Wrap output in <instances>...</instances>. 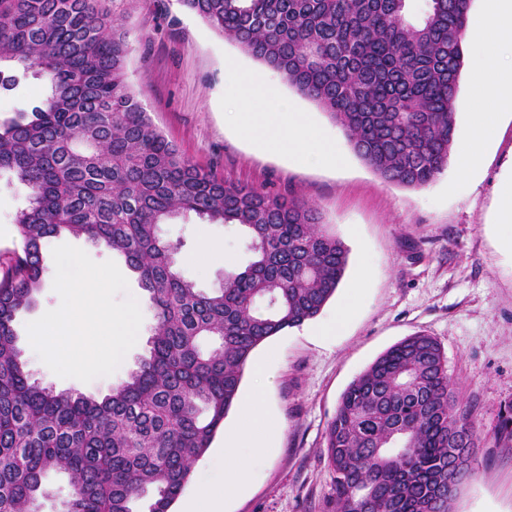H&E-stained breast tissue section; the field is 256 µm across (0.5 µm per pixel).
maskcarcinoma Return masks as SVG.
<instances>
[{
  "label": "carcinoma",
  "instance_id": "1",
  "mask_svg": "<svg viewBox=\"0 0 512 512\" xmlns=\"http://www.w3.org/2000/svg\"><path fill=\"white\" fill-rule=\"evenodd\" d=\"M182 0L341 126L383 181L421 188L448 166L474 0ZM127 37L102 0H0V93H48L0 120V177L29 190L17 245L0 254V512H39L50 472L67 512H171L234 405L252 352L320 314L348 264L321 213L224 181L153 126L126 81ZM195 216L244 238L243 270L205 291L176 267L161 225ZM63 234L124 259L154 311L149 358L101 399L31 380L19 315ZM498 434L512 440V404ZM447 357L425 333L380 355L326 431L333 512H452L478 447Z\"/></svg>",
  "mask_w": 512,
  "mask_h": 512
}]
</instances>
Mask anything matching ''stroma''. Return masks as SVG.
I'll use <instances>...</instances> for the list:
<instances>
[{
    "mask_svg": "<svg viewBox=\"0 0 512 512\" xmlns=\"http://www.w3.org/2000/svg\"><path fill=\"white\" fill-rule=\"evenodd\" d=\"M104 5L128 33V82L155 127L196 166L225 181L315 205L349 250L345 275L322 312L257 347L261 372L242 375L241 391L259 396L269 422L268 447L245 451L250 482L229 494L223 512H331L333 474L323 452L340 397L380 354L419 331L443 347L457 403L472 415L480 436L454 512H512V443L495 433L500 412L512 403V249L496 223L499 192L512 175V114L500 118L495 139L468 179H459L452 156L425 187L389 184L354 154L342 128L316 103L181 0ZM230 58L309 113L335 139L344 164L301 167L256 150L238 132L236 105L224 93ZM26 204L23 187L0 182V252L13 248L14 219ZM162 234L182 242L180 272L208 291L220 287L225 270L243 268L248 260L240 234L221 224L180 218L163 225ZM206 242L219 258L203 265L196 256ZM45 264L49 284L18 322L27 368L44 386L103 397L149 354L148 294L136 274L124 270L143 316L135 345L111 375L90 382L62 378L32 350L27 332L28 323L61 303L50 284L53 258ZM349 297L354 303L345 325L335 335H319L318 327Z\"/></svg>",
    "mask_w": 512,
    "mask_h": 512,
    "instance_id": "1",
    "label": "stroma"
}]
</instances>
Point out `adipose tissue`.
<instances>
[{"mask_svg": "<svg viewBox=\"0 0 512 512\" xmlns=\"http://www.w3.org/2000/svg\"><path fill=\"white\" fill-rule=\"evenodd\" d=\"M484 34L480 51L473 54L475 96L478 106L471 114V131L457 145L460 177L469 176L482 158L486 145L497 133L501 113L512 112V67L500 65V45L512 46V0H483L481 12L470 22ZM228 88L239 102L237 120L241 132L263 147H270L304 166L336 168L343 155L336 143L312 125L306 114L291 111L264 77L229 66ZM262 405L256 396L241 404V422L224 448L225 466L235 486H245L250 472L238 450L246 446L263 451L267 446Z\"/></svg>", "mask_w": 512, "mask_h": 512, "instance_id": "adipose-tissue-1", "label": "adipose tissue"}]
</instances>
